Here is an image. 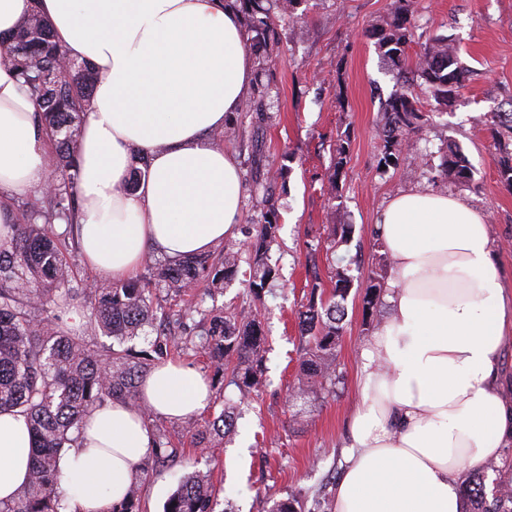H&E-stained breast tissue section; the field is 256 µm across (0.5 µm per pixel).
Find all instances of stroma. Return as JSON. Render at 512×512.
<instances>
[{"label": "stroma", "instance_id": "35a3bbf8", "mask_svg": "<svg viewBox=\"0 0 512 512\" xmlns=\"http://www.w3.org/2000/svg\"><path fill=\"white\" fill-rule=\"evenodd\" d=\"M415 37L405 48L413 66L427 39L450 38L469 78L452 108L440 112L424 87L420 107L429 120L411 140L414 160L383 171L378 167L385 103L395 88L394 71L372 32L392 19L393 0H294L278 15L267 38L250 42L252 56L269 58L238 114L237 136L225 139L241 170L246 228L263 223L277 207V242L271 250L276 279L258 319L268 339L263 383L247 400L235 387L216 384L203 418L225 404L239 408L236 427L213 448L182 443L184 423L162 420L181 443L180 457L165 465L146 459L136 482L140 512H163L165 502L191 469L210 471L214 512H269L275 501L300 496L303 512H317L330 499L341 475L351 418L360 403L359 351L373 336L363 315L370 278L387 275L389 254L375 231L389 198L420 186L443 190L423 171L419 156L439 165L438 150L459 144L474 168L471 183L453 187L487 217L503 285L512 291V186L493 161L494 133L483 114L512 99V0H411ZM351 136L340 199L327 194V175L337 159L341 133ZM347 220L355 232L349 245L330 249L329 225ZM318 244L315 262L307 247ZM350 266L345 330L337 349L338 379L333 393L312 402L302 424H293L287 400L297 383V313L313 285L330 296L333 268Z\"/></svg>", "mask_w": 512, "mask_h": 512}]
</instances>
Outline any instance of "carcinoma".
I'll use <instances>...</instances> for the list:
<instances>
[{
    "mask_svg": "<svg viewBox=\"0 0 512 512\" xmlns=\"http://www.w3.org/2000/svg\"><path fill=\"white\" fill-rule=\"evenodd\" d=\"M260 8L263 17L253 21L255 38L270 31L272 10L280 0H268ZM395 13L386 28L372 32L393 66H399L404 47L411 42L408 27V0H394ZM9 59L23 80L34 105L38 126L54 145L51 158L56 174L54 187L23 203L21 222L12 225L9 240L0 241V411H16L29 425L34 446L29 480L10 502L0 501V512H60V493L66 476L58 462L61 451L76 443L89 411L114 399L133 401L145 374L157 363L183 350V341L168 331L167 325L194 319L197 305L162 312L154 299L188 296L201 284L220 288L224 280L238 274L242 254L234 240L211 253L157 264L151 276L138 283L109 282L76 287L77 273L61 247L66 242L54 237L51 224L62 221L73 226L80 210L77 169V130L82 115L92 108L98 73L88 62L68 63L62 47L54 40L48 22L37 6L17 24L9 38ZM415 72L424 81L437 106L451 105L464 87L468 69L445 37L426 42L415 62ZM418 97L407 83L399 81L383 112L382 156L379 164L389 168L413 159L412 144L406 135L419 131L427 121L418 106ZM497 136L494 157L500 178L512 186V99L483 115ZM350 140L337 148L338 160L328 177L332 196L340 193L343 155ZM438 177L449 185H465L473 180L470 161L456 143L446 145ZM278 224L274 209L248 232L246 288L252 306L264 303L276 278L270 252L276 242ZM354 225L345 220L330 227L327 241L336 248L348 244ZM332 297L316 298L313 286L306 310L299 313V332L305 339L299 358L298 386L291 395L297 410L292 421L299 422L309 403L322 397L336 384V349L343 335L344 302L350 292L349 268H334ZM383 282L372 279L365 287L363 312L368 323L377 320ZM83 295L90 298L83 332L66 328L55 308ZM199 342L195 348L215 361V377H224V363H232L229 383L245 400L261 383L266 337L254 311L239 315L202 317ZM112 337V346L95 349L85 340L87 332ZM155 332L150 341L153 355L134 360L124 344ZM236 406L225 407L218 416L185 429L190 444L216 446V437L226 435L235 425ZM155 436V458L159 463L173 460L171 437L149 417ZM509 459L491 462L471 471L462 483L464 512H512V477L499 480L487 490V472H507ZM212 480L208 472L187 473L169 497L164 512H213Z\"/></svg>",
    "mask_w": 512,
    "mask_h": 512,
    "instance_id": "cac0c4a2",
    "label": "carcinoma"
}]
</instances>
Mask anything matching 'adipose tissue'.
<instances>
[{
  "label": "adipose tissue",
  "mask_w": 512,
  "mask_h": 512,
  "mask_svg": "<svg viewBox=\"0 0 512 512\" xmlns=\"http://www.w3.org/2000/svg\"><path fill=\"white\" fill-rule=\"evenodd\" d=\"M39 7L68 59L99 72L79 140L78 236L88 268L121 281L147 252H207L236 238L241 174L214 146L245 107L255 62L237 0H0V33ZM0 47V240L12 201L43 191L50 158ZM147 165L128 190L137 158ZM377 230L392 262L389 317L361 349L354 415L333 512H461L462 468L512 447V403L496 383L512 295L493 260L486 218L463 199L421 187L395 195ZM212 395L180 361L153 367L136 400L92 409L59 460L69 512H112L154 450L147 423L199 414ZM32 452L24 416L0 413V501L25 484Z\"/></svg>",
  "instance_id": "1"
}]
</instances>
